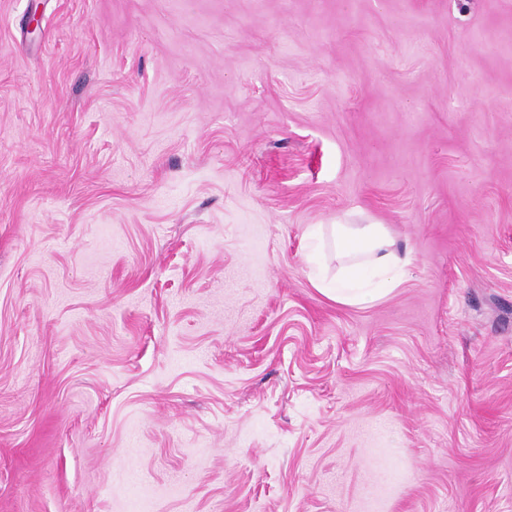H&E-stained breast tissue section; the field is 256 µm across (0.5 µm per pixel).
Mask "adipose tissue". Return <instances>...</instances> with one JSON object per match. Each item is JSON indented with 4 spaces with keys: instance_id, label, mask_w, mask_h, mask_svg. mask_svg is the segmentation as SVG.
I'll list each match as a JSON object with an SVG mask.
<instances>
[{
    "instance_id": "ef3b65f1",
    "label": "adipose tissue",
    "mask_w": 512,
    "mask_h": 512,
    "mask_svg": "<svg viewBox=\"0 0 512 512\" xmlns=\"http://www.w3.org/2000/svg\"><path fill=\"white\" fill-rule=\"evenodd\" d=\"M341 267L334 285H320L321 293L337 303L356 306L376 302L397 285L408 263L382 224H337L332 230Z\"/></svg>"
}]
</instances>
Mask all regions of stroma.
<instances>
[{
	"label": "stroma",
	"mask_w": 512,
	"mask_h": 512,
	"mask_svg": "<svg viewBox=\"0 0 512 512\" xmlns=\"http://www.w3.org/2000/svg\"><path fill=\"white\" fill-rule=\"evenodd\" d=\"M0 512H512V0H0ZM336 256L342 262L336 283L318 282V290L337 303L356 306L387 296L399 282L409 254L396 248L395 240L383 224L332 225ZM396 272L398 275L389 276ZM358 273L359 280L355 274ZM377 278L376 288H360V280Z\"/></svg>",
	"instance_id": "35a3bbf8"
}]
</instances>
